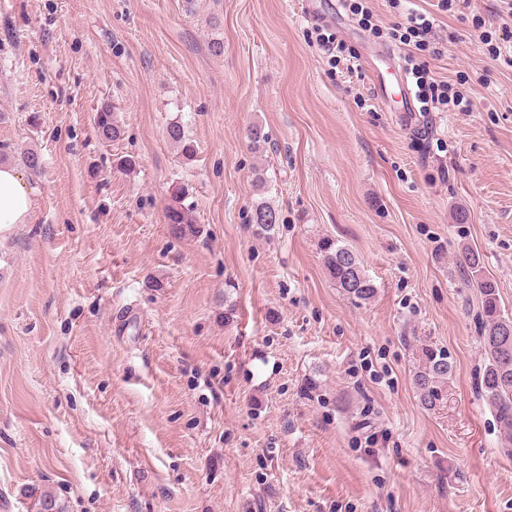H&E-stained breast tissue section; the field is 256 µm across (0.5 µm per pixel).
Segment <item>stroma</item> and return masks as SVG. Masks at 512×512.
<instances>
[{"mask_svg": "<svg viewBox=\"0 0 512 512\" xmlns=\"http://www.w3.org/2000/svg\"><path fill=\"white\" fill-rule=\"evenodd\" d=\"M355 2L371 25L340 0H0V144L42 159L31 222L0 240L9 512L46 493L61 512H512V448L477 391L481 297L456 264L482 253L512 316V69L473 27L499 45L512 17L414 0L444 40L418 59L472 108L405 116L372 84L381 52H412L391 36L402 10ZM176 185L200 237L168 233ZM260 197L270 241L249 224ZM326 236L374 299L329 278ZM425 345L454 363L432 410L412 383ZM113 106L103 104L95 112L93 121L97 136L104 142L119 140L122 136V127L116 120ZM250 222L254 235L270 240L275 235L279 213L271 203L257 201L252 207ZM324 267L336 287L350 299L358 302L370 301L377 288L364 269L357 254L331 238L320 243Z\"/></svg>", "mask_w": 512, "mask_h": 512, "instance_id": "obj_1", "label": "stroma"}]
</instances>
